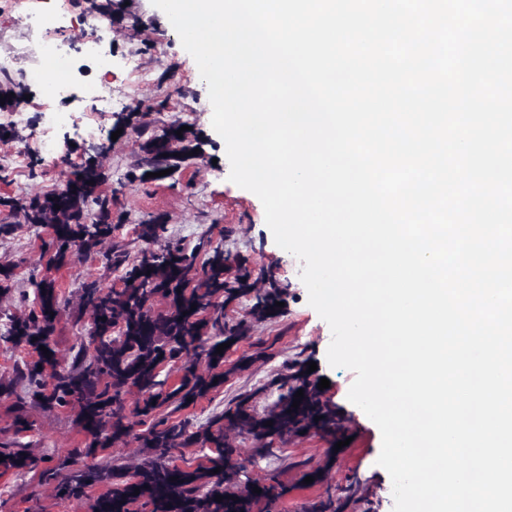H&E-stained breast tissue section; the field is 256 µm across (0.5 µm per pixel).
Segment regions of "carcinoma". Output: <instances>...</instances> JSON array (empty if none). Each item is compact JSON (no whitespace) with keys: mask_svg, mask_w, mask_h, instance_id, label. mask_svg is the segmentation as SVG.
Wrapping results in <instances>:
<instances>
[{"mask_svg":"<svg viewBox=\"0 0 512 512\" xmlns=\"http://www.w3.org/2000/svg\"><path fill=\"white\" fill-rule=\"evenodd\" d=\"M94 17H110L113 0H85ZM136 106L115 129L130 136L133 161L128 183L154 181L147 173L178 171L204 158L203 136L184 123L157 126ZM199 152H194V149ZM112 148L89 153L66 166L59 188L0 199V237L26 224L49 229L48 258L42 277L32 282L28 309L8 315L0 340L22 349L27 359L0 375V398H14L16 415L0 427V470L38 473L52 489L55 505L86 498L91 512H281L295 490L318 488L336 466L334 445L346 439L341 409L318 389L320 377L307 373L308 359L293 358L272 381L270 402L260 407L259 388L232 399L203 425L179 413L195 407L223 385L229 375L261 358L252 341L256 325L281 313L287 287L271 269H255L243 255L201 237L191 249L180 243L157 248L167 230V217L157 214L137 224L138 256L128 264L127 245L115 240L123 216L115 210L119 189H103L107 175L101 159ZM93 257L109 270L123 269L110 288L86 275L79 283L74 322L89 318L86 335L58 357L54 334L70 299L63 296L57 275L79 258ZM14 266L0 262V299L15 290ZM196 309H191V305ZM230 343L223 353L218 345ZM257 351L240 356L229 368V352L242 344ZM45 346L50 355L43 354ZM304 390L299 407L295 393ZM35 406L45 412L74 413L84 443L69 448L54 465L33 451L24 438L37 430L27 414ZM320 420H314V417ZM273 421L268 426L266 422ZM319 438L329 444L323 459L294 462L298 478L290 485L251 476V468L295 440ZM255 445L240 458L238 442ZM131 442L140 448L133 466L112 463L111 449ZM184 448H206L195 466L176 464ZM219 469L214 474L212 470ZM314 481L303 483L305 477ZM261 493L253 492V487ZM139 494H134V491ZM223 500L216 501V496ZM304 512H377L361 480L353 475L336 493L320 492Z\"/></svg>","mask_w":512,"mask_h":512,"instance_id":"obj_1","label":"carcinoma"}]
</instances>
